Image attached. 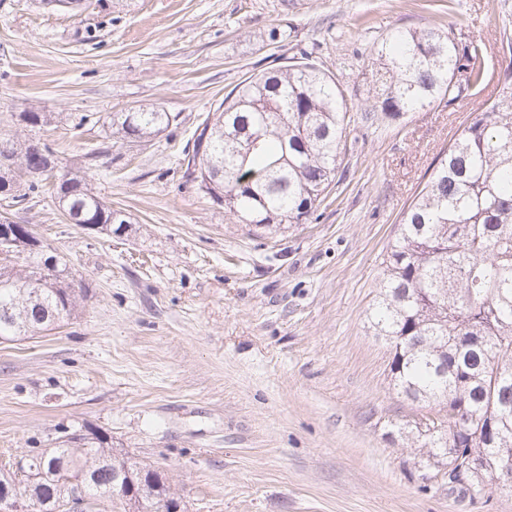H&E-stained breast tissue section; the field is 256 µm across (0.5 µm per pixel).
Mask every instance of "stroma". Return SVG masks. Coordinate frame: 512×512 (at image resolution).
Returning a JSON list of instances; mask_svg holds the SVG:
<instances>
[{"mask_svg":"<svg viewBox=\"0 0 512 512\" xmlns=\"http://www.w3.org/2000/svg\"><path fill=\"white\" fill-rule=\"evenodd\" d=\"M510 15L512 0H0V135L40 139L132 218L109 236L65 223L46 192L0 200L82 288L68 323L0 341V476L91 429L163 472L184 512H512L505 489H421L398 434L420 408L367 321L403 211L495 91ZM428 25L486 44L485 84L397 121L354 118L317 220L270 238L183 183L198 124L269 60L306 48L357 104L374 45ZM143 106L177 120L145 144L110 133Z\"/></svg>","mask_w":512,"mask_h":512,"instance_id":"obj_1","label":"stroma"}]
</instances>
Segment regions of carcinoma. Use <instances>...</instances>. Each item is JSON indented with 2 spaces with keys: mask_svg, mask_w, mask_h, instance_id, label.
<instances>
[{
  "mask_svg": "<svg viewBox=\"0 0 512 512\" xmlns=\"http://www.w3.org/2000/svg\"><path fill=\"white\" fill-rule=\"evenodd\" d=\"M509 62L493 99L470 115L443 151L403 213L386 260L369 321L391 348V381L398 394L444 412L443 433L424 438L420 457L444 463L443 449L480 457L489 467L462 483L443 476L448 491L471 498L500 478L512 461V24H502ZM486 45L472 41L457 54L447 33L431 26L395 30L375 54L372 107L390 120L442 101L485 80ZM465 74V85L455 82ZM336 80L312 56L251 74L224 94L202 122L185 182L224 207L241 224L270 234L305 224L336 180L339 146L351 122ZM176 115L158 108L116 114L117 133L134 141L164 132ZM55 162L37 139L0 138V190L23 201L39 191L41 167ZM50 189L62 214L78 226L112 233L130 218L95 193L79 171H66ZM11 255L0 258V339L31 337L68 321L77 311L67 263L41 274L49 258L25 224L10 228ZM21 471L42 473L30 488L34 512H51V498L69 495L68 479L82 477L83 510L113 499L127 475L153 472L143 484L140 512H163L164 474L113 452L107 439L84 435L72 447L23 459Z\"/></svg>",
  "mask_w": 512,
  "mask_h": 512,
  "instance_id": "cac0c4a2",
  "label": "carcinoma"
}]
</instances>
